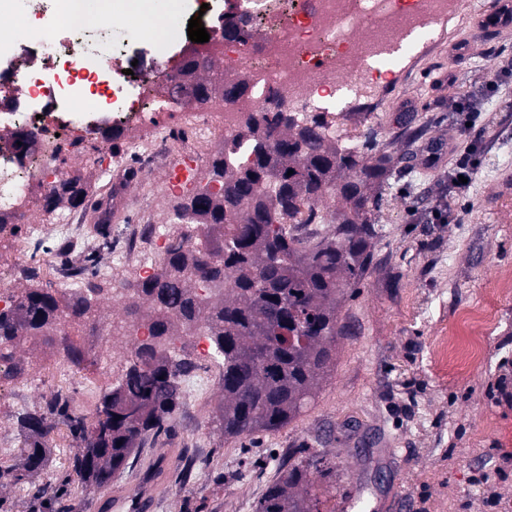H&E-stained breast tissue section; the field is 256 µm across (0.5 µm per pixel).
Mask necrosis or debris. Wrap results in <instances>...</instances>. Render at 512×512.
I'll return each instance as SVG.
<instances>
[{
  "instance_id": "obj_1",
  "label": "necrosis or debris",
  "mask_w": 512,
  "mask_h": 512,
  "mask_svg": "<svg viewBox=\"0 0 512 512\" xmlns=\"http://www.w3.org/2000/svg\"><path fill=\"white\" fill-rule=\"evenodd\" d=\"M70 0H0V219L22 224L18 252L39 240L65 238L95 248L86 210L56 207L44 224L30 223L35 196L69 180L74 142L96 146L109 129L140 128L127 155L100 159L107 184L142 179L178 150L163 115L181 107L179 123L200 136L232 139L244 114L272 107L318 108L324 90L370 93L405 74L435 40L436 26L464 18L470 0H187L210 35L189 40L179 28L146 37L135 20L113 15L101 26L119 39L87 35L68 19ZM244 26L247 41L224 34ZM231 60L223 82L247 86L244 98L209 109L196 104L187 59Z\"/></svg>"
}]
</instances>
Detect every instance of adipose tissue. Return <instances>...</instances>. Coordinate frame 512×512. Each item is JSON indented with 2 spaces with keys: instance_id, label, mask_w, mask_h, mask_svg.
Listing matches in <instances>:
<instances>
[{
  "instance_id": "adipose-tissue-1",
  "label": "adipose tissue",
  "mask_w": 512,
  "mask_h": 512,
  "mask_svg": "<svg viewBox=\"0 0 512 512\" xmlns=\"http://www.w3.org/2000/svg\"><path fill=\"white\" fill-rule=\"evenodd\" d=\"M70 10L76 20L87 26L118 11L135 17L145 33L163 36L167 30L160 25L159 16H177L180 4L178 0H72Z\"/></svg>"
}]
</instances>
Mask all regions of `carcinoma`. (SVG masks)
<instances>
[{
	"instance_id": "carcinoma-1",
	"label": "carcinoma",
	"mask_w": 512,
	"mask_h": 512,
	"mask_svg": "<svg viewBox=\"0 0 512 512\" xmlns=\"http://www.w3.org/2000/svg\"><path fill=\"white\" fill-rule=\"evenodd\" d=\"M392 157L336 142L319 112L302 119L277 103L251 114L241 131L208 162L207 185L194 187L174 206V219H189L172 236L153 273L131 285L127 321L113 326L135 340L131 364L95 408L76 413L72 398L56 392L48 411L23 413L30 442L24 465L0 469L14 485L43 470L50 417L66 422L74 440L88 442L71 468L88 485L112 482L150 439L170 426L182 397L183 378L194 370L175 359L177 327L194 326L222 361L224 403L214 419L224 436L246 439L276 431L315 401L343 333L341 296L362 283L373 263L377 237L373 189L393 175ZM293 174H288V171ZM342 208L319 206L327 195ZM74 179L46 197L52 211L62 200L83 203ZM321 224L323 231H307ZM98 254L84 259L73 278L84 287L75 302L49 288H27L15 307L0 311V363L18 376L16 337L43 333L52 322L88 320L104 298L96 276ZM324 458L304 449L276 466L256 512H317L308 475Z\"/></svg>"
}]
</instances>
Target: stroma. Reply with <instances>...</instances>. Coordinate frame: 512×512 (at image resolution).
<instances>
[{
    "instance_id": "35a3bbf8",
    "label": "stroma",
    "mask_w": 512,
    "mask_h": 512,
    "mask_svg": "<svg viewBox=\"0 0 512 512\" xmlns=\"http://www.w3.org/2000/svg\"><path fill=\"white\" fill-rule=\"evenodd\" d=\"M454 40L395 80L383 112L350 113L360 121L358 138L374 135L395 171L377 191L373 265L342 304L346 334L314 404L279 430L225 437L211 417L224 398L221 369L192 337H181L176 346L196 368L183 379L181 403L158 446H144L104 493L70 478L78 444L56 421L45 468L31 485L1 484L0 512H35L31 486L63 478L67 512H103L111 496L135 502L161 450L194 468L187 475L169 466L142 512H255L279 458L303 448L329 463L328 474L309 476L319 512H512V71L501 68L512 60V25L486 33L465 24ZM407 116L424 130L411 144L400 126ZM430 151L439 155L432 165L423 161ZM461 156L475 161L464 189L451 180ZM174 173L162 166L147 183L124 189L149 194L163 233L174 228ZM73 249L62 240L38 242L20 261L9 244L0 248V268L17 290L47 288L52 267L68 264ZM482 304L494 317L481 361L449 363L442 342L463 309ZM123 315L108 303L70 336L18 347L23 374L0 381V464L23 462L19 414L45 410L60 389L90 408L120 380L131 340L114 339L104 358L94 336ZM67 343L82 352L81 365L66 359ZM257 460L262 468H254ZM397 489L404 498L396 504Z\"/></svg>"
}]
</instances>
